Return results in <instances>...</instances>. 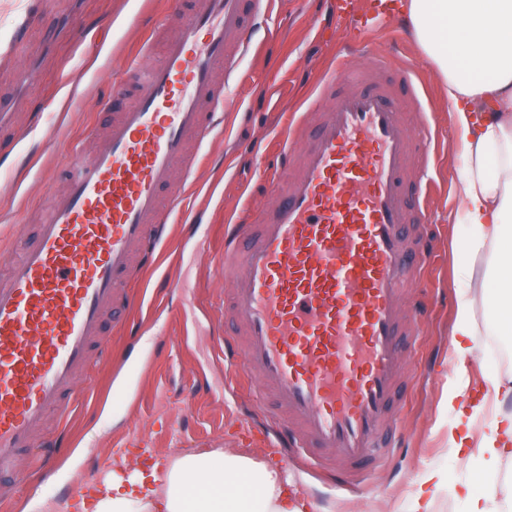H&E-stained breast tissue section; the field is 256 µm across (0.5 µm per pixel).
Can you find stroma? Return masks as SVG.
Returning a JSON list of instances; mask_svg holds the SVG:
<instances>
[{
    "label": "stroma",
    "instance_id": "obj_1",
    "mask_svg": "<svg viewBox=\"0 0 512 512\" xmlns=\"http://www.w3.org/2000/svg\"><path fill=\"white\" fill-rule=\"evenodd\" d=\"M336 0H274L268 24L273 39L257 31L239 72L226 80L224 112L214 134L190 153L193 167L178 166V200H166L170 238L158 246L156 264L133 275L139 307L120 319H107L108 354L76 393L69 419L70 450L49 475L27 470L12 512H43L64 500L72 478L101 482L109 458L127 448L153 455L171 450L235 448L239 429L264 428L256 380L242 373L225 381L215 349L235 338L238 328L224 307L225 282L214 262L224 245L227 218L260 223L271 208L269 183L244 155L258 147L268 158L295 114L313 108L312 80L340 51L354 63L374 58L402 59L410 70L419 110L399 95L402 118L410 126L427 119L431 142L416 170L434 187L426 225L433 232L432 255L412 290L427 305L424 320L411 328L410 352L397 433L409 440L383 463L360 469L353 485L337 487L326 465L296 455L283 473L305 490L311 512H404L407 500L430 470L446 478L430 512H466L465 486H478L484 464L467 451L451 448L448 437L458 421L456 409L439 407L441 390L455 375L450 323L457 297L451 244L464 231L448 221L462 204L452 175L461 168V147L448 125V107L438 93V77L419 56L403 22L383 21L364 46L349 43L350 32L319 29ZM79 18L78 37L47 38L36 17ZM177 30L165 16L163 0H0V97L14 101L12 128L0 130V278L10 252L21 239L37 234L38 217L48 209L66 179V163L87 137L103 132L101 112L111 101L127 63L144 40L159 60L163 40ZM36 74L28 90L15 83L20 62ZM78 71L77 99L62 86V74ZM178 288L168 287V280Z\"/></svg>",
    "mask_w": 512,
    "mask_h": 512
}]
</instances>
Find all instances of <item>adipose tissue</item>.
Returning a JSON list of instances; mask_svg holds the SVG:
<instances>
[{
  "label": "adipose tissue",
  "mask_w": 512,
  "mask_h": 512,
  "mask_svg": "<svg viewBox=\"0 0 512 512\" xmlns=\"http://www.w3.org/2000/svg\"><path fill=\"white\" fill-rule=\"evenodd\" d=\"M399 13L422 57L435 69L465 163L458 173L463 204L448 221L464 225L454 262L473 272L485 258L481 288L491 331L512 337V0H401ZM450 334L457 381L439 401L462 395L466 360L479 347L472 299L460 293ZM486 395L501 410L481 435L464 428L452 447L475 446L512 471V377L487 378ZM82 512H309L306 494L267 455L229 448L174 452L129 476L113 474L96 486Z\"/></svg>",
  "instance_id": "adipose-tissue-1"
}]
</instances>
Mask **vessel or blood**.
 <instances>
[{
	"label": "vessel or blood",
	"instance_id": "vessel-or-blood-1",
	"mask_svg": "<svg viewBox=\"0 0 512 512\" xmlns=\"http://www.w3.org/2000/svg\"><path fill=\"white\" fill-rule=\"evenodd\" d=\"M179 31L159 62L133 58L138 103L120 110L91 151H77L66 190L34 240L18 243L0 283V486L62 456L65 418L80 380L104 357L107 312L130 307L129 274L149 264L139 246L167 236L161 190L186 146L213 130L224 101L218 73L238 70L253 19L271 0H170ZM316 131L289 133L276 198L259 224L224 227L217 257L242 339L224 346L230 369L271 391L282 445L353 468L399 441L408 346L400 301L431 254L406 226L425 202L409 194L415 143L394 89L365 84L337 58L317 79Z\"/></svg>",
	"mask_w": 512,
	"mask_h": 512
}]
</instances>
